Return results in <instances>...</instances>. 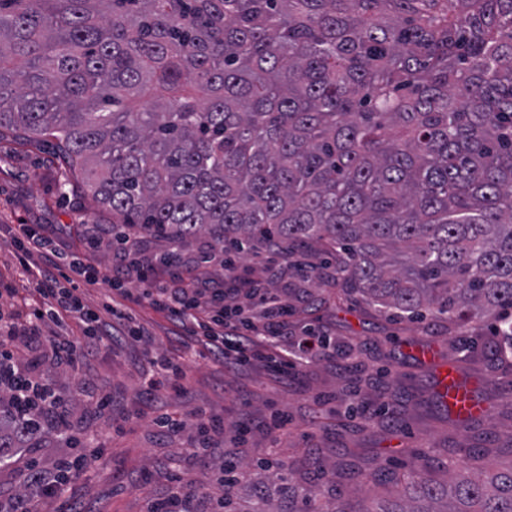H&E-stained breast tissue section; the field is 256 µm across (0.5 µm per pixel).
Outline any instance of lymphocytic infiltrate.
Instances as JSON below:
<instances>
[{
    "label": "lymphocytic infiltrate",
    "mask_w": 512,
    "mask_h": 512,
    "mask_svg": "<svg viewBox=\"0 0 512 512\" xmlns=\"http://www.w3.org/2000/svg\"><path fill=\"white\" fill-rule=\"evenodd\" d=\"M10 240L18 253L20 266L43 298L41 308L30 311L22 307L8 320H0V389L7 395L10 414H18L20 409L32 405L49 411L56 402L54 393L18 369L12 350L14 342L22 340L43 348L58 366L76 371L93 348L111 340V331L79 293L77 283L81 280L89 284L130 280L136 289L134 302L166 314L184 328L189 343H204L210 352L220 354L228 366L263 361L272 376L285 380L295 374L301 362L313 357L332 359L336 356L335 346L324 336H289L287 305L274 294L257 296L251 282L239 277L232 262H225L224 279L220 282L206 281L198 268L183 264L165 268L149 258L137 261V274L132 277L120 265L100 269L87 264L78 251L61 248L27 224L11 225ZM206 291L219 302L228 291L247 300L261 298L265 306L264 322L252 327L247 335L226 329L223 312L208 315L202 311L200 298ZM72 314L78 315L85 325L84 342L63 336L42 338L41 322ZM278 339L290 340L294 350L292 359L267 356V345ZM103 453L101 443L88 440L80 457L59 459L50 477L41 478L27 496L10 502L0 512H34L35 503L59 497L70 482L79 478L86 459L101 458Z\"/></svg>",
    "instance_id": "lymphocytic-infiltrate-1"
}]
</instances>
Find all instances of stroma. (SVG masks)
I'll use <instances>...</instances> for the list:
<instances>
[{
	"label": "stroma",
	"mask_w": 512,
	"mask_h": 512,
	"mask_svg": "<svg viewBox=\"0 0 512 512\" xmlns=\"http://www.w3.org/2000/svg\"><path fill=\"white\" fill-rule=\"evenodd\" d=\"M36 224L60 245L83 251L88 263L108 265L112 251L108 229L112 214L90 195L73 192L49 151L22 145L11 134L0 137V314L13 312L20 301L39 298L15 258L4 226ZM313 252L270 250L255 244L239 258L242 273L287 301L288 333L325 332L337 348L359 355L366 387L360 397L368 421L352 419L347 374L327 360L313 359L288 384L274 382L259 365L240 370L198 349L183 351L174 323L148 306L123 301L122 307L147 332L132 338L114 333L111 342L93 351L79 373L57 367L38 352H19L43 381L70 399L69 419L80 435L96 437L108 453L87 461L80 479L68 486L63 502H50L47 512H146L149 501L166 498L171 479L182 476L193 486L188 512H215L225 490L216 475L225 460L238 464L232 489L238 512H251L256 487L278 498L289 481H311L314 464L332 467L336 475L322 485L313 503L327 512L337 489L354 485L362 474L397 472L411 451L438 457L468 442L478 466L507 464L512 445V367L496 358L491 327L458 345L446 323L396 321L361 298H348L340 308L315 317L309 304L327 296V287L302 281L298 263L312 264ZM435 344L443 358L461 360L468 378L481 379L477 395L492 413L460 426L433 399L435 379L421 369L407 346ZM182 363L183 393L165 383L161 361ZM112 398L111 416H101L84 383ZM223 422L209 455L195 459L189 445L201 437L194 411ZM288 416V427L271 431L275 411ZM164 414L179 419L172 433L156 420Z\"/></svg>",
	"instance_id": "stroma-1"
}]
</instances>
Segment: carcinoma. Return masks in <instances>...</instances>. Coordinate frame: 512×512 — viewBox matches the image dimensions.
I'll list each match as a JSON object with an SVG mask.
<instances>
[{"instance_id":"carcinoma-1","label":"carcinoma","mask_w":512,"mask_h":512,"mask_svg":"<svg viewBox=\"0 0 512 512\" xmlns=\"http://www.w3.org/2000/svg\"><path fill=\"white\" fill-rule=\"evenodd\" d=\"M4 129L167 241L163 264L202 231L203 261L316 247L340 292L465 344L488 318L512 349V0H0ZM68 412L0 424V448L77 431ZM330 512H512V464L425 453L394 499Z\"/></svg>"}]
</instances>
